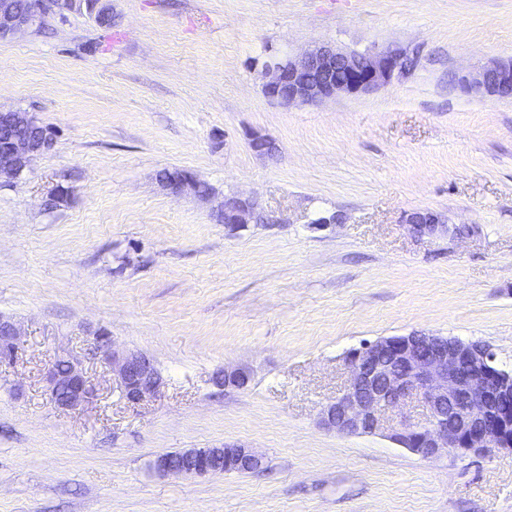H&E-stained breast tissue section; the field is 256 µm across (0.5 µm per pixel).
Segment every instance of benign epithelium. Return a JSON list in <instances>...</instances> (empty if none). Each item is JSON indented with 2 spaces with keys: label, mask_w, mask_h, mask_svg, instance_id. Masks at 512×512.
I'll return each mask as SVG.
<instances>
[{
  "label": "benign epithelium",
  "mask_w": 512,
  "mask_h": 512,
  "mask_svg": "<svg viewBox=\"0 0 512 512\" xmlns=\"http://www.w3.org/2000/svg\"><path fill=\"white\" fill-rule=\"evenodd\" d=\"M85 12L100 26L112 25V0H37L19 6L0 0V41L38 31L51 16ZM412 56L400 49L377 52H345L324 44L305 56L266 65L270 80L266 95L282 104L318 103L338 94L369 93L409 73ZM463 88L476 96L512 95V63H496L463 77ZM55 131L40 123L35 114L0 109V181L14 182L39 155L50 150ZM171 193L202 194L201 183L189 172L159 178ZM220 219L232 231L264 222L257 203L234 194L224 198ZM402 223L417 237L474 232L469 224H450L445 216L429 210L404 214ZM20 333L14 323L0 319V358L12 359L19 348ZM102 361L112 372V391L129 404L155 396L163 378L154 363L138 351L100 346ZM349 379L344 390L327 401L321 423L348 435L375 434L385 429L386 412L407 400L418 401L424 417L404 421L390 429L389 438L424 459L449 454H482L489 448H512V372L495 364L488 347L475 342L442 338L424 333L391 336L365 343L346 357ZM45 380L55 403L79 410L95 396L86 371L69 358L58 357ZM249 370L226 368L218 383L226 389H244ZM190 467L171 462L162 453L152 468L162 475L209 476L215 474L210 460L224 458L237 469L259 467L263 457L250 447L226 444L216 448H187Z\"/></svg>",
  "instance_id": "obj_1"
}]
</instances>
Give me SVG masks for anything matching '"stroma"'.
<instances>
[{
	"mask_svg": "<svg viewBox=\"0 0 512 512\" xmlns=\"http://www.w3.org/2000/svg\"><path fill=\"white\" fill-rule=\"evenodd\" d=\"M0 42V108L36 113L54 148L0 184V512H512V450L426 460L320 423L364 343L424 332L512 369V97L459 78L512 59V0H113ZM331 44L417 63L373 92L290 107L271 59ZM278 151L257 155L250 137ZM179 169L206 196L156 179ZM66 202L46 209L56 186ZM253 196L265 224L217 211ZM429 209L469 238L413 236ZM341 213L345 223L315 228ZM147 355L164 378L131 405L93 353ZM97 388L51 399L58 355ZM245 367V389L214 382ZM244 443L262 469L161 477L158 454ZM20 333L14 323L0 319V355L1 360L12 359L19 348Z\"/></svg>",
	"mask_w": 512,
	"mask_h": 512,
	"instance_id": "stroma-1",
	"label": "stroma"
}]
</instances>
